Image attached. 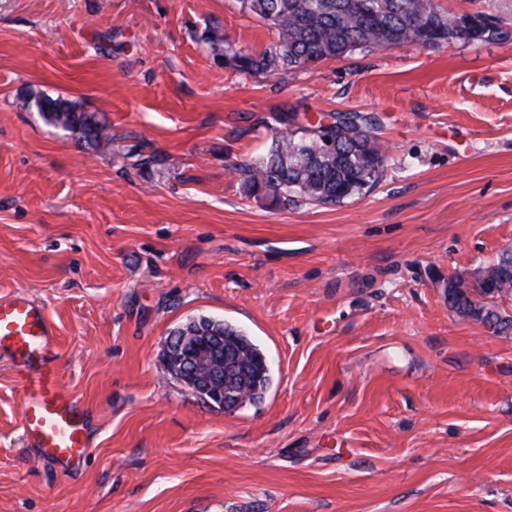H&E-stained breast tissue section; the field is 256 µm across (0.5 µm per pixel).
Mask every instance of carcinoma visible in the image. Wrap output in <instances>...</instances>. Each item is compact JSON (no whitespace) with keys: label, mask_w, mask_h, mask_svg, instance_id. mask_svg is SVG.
Returning a JSON list of instances; mask_svg holds the SVG:
<instances>
[{"label":"carcinoma","mask_w":512,"mask_h":512,"mask_svg":"<svg viewBox=\"0 0 512 512\" xmlns=\"http://www.w3.org/2000/svg\"><path fill=\"white\" fill-rule=\"evenodd\" d=\"M240 9L268 23L273 40L260 52L224 42L216 59L238 73L282 75L303 65L347 59L358 51L400 46L426 47L450 41L469 43L499 37L474 28L460 34L457 17L434 0H238ZM27 104L49 124L98 146L106 125L78 101L43 92L28 95ZM334 120L324 123L326 118ZM277 127L264 152L232 165L246 196L286 207L298 202L336 204L376 184L385 155L373 130L377 118L339 112L301 121L294 112L274 114ZM487 279L477 284L456 275L448 278V306L458 315L479 321L500 336L512 335V315L500 302L512 301V250L486 266ZM224 336V345L252 364L249 374L227 382L248 403L259 401L270 385V372L257 362L262 350L237 327L200 318L175 332L174 347L195 346L200 330Z\"/></svg>","instance_id":"cac0c4a2"}]
</instances>
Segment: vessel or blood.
<instances>
[{
	"label": "vessel or blood",
	"mask_w": 512,
	"mask_h": 512,
	"mask_svg": "<svg viewBox=\"0 0 512 512\" xmlns=\"http://www.w3.org/2000/svg\"><path fill=\"white\" fill-rule=\"evenodd\" d=\"M11 352L25 397L23 432L62 472L79 469L88 450L76 398L59 383L58 338L44 309L25 295L0 303V350Z\"/></svg>",
	"instance_id": "obj_1"
}]
</instances>
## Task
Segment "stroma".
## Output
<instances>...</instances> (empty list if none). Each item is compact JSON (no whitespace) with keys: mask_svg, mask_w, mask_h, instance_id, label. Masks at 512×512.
<instances>
[{"mask_svg":"<svg viewBox=\"0 0 512 512\" xmlns=\"http://www.w3.org/2000/svg\"><path fill=\"white\" fill-rule=\"evenodd\" d=\"M435 2L502 37L251 77L202 38L270 42L237 0H0V301L46 312L90 448L66 474L29 445L1 355L0 512H512V338L446 299L512 250V0ZM31 89L111 141L46 124ZM278 107L376 115L380 181L329 206L247 197L230 167ZM200 316L260 345V403L163 375ZM27 104L39 112L47 123L78 135L79 140L98 146L104 139L106 125L99 123L95 115L86 112L78 101L31 92ZM187 387L193 393L197 394L199 397H202L207 404L218 409L223 410L224 407L227 408L228 406L234 407L235 404L238 402L234 394L224 391V387L209 386L203 391V393H200L199 390L192 385H187ZM206 394H208V397L206 396Z\"/></svg>","mask_w":512,"mask_h":512,"instance_id":"1","label":"stroma"}]
</instances>
